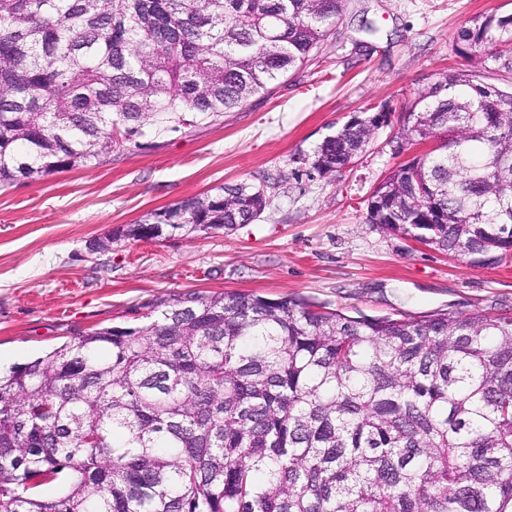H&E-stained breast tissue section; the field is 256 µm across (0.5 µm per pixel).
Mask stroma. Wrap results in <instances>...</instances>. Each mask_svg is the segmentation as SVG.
Segmentation results:
<instances>
[{
    "label": "stroma",
    "mask_w": 512,
    "mask_h": 512,
    "mask_svg": "<svg viewBox=\"0 0 512 512\" xmlns=\"http://www.w3.org/2000/svg\"><path fill=\"white\" fill-rule=\"evenodd\" d=\"M512 0H345L322 48L223 118L0 187V365L27 362L98 326L125 325L189 292L292 296L350 315L438 310L512 316V264L474 267L368 223L367 199L416 148L380 128L350 169L302 161L353 115L402 104L451 70L512 87L460 50L458 30ZM263 187L261 216L229 232L89 244L216 187Z\"/></svg>",
    "instance_id": "1"
}]
</instances>
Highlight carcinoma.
Listing matches in <instances>:
<instances>
[{
	"instance_id": "obj_1",
	"label": "carcinoma",
	"mask_w": 512,
	"mask_h": 512,
	"mask_svg": "<svg viewBox=\"0 0 512 512\" xmlns=\"http://www.w3.org/2000/svg\"><path fill=\"white\" fill-rule=\"evenodd\" d=\"M343 0H0V185L243 107L319 52ZM457 41L512 72V14ZM425 150L367 221L472 266L512 261V90L455 70L401 107ZM378 130L303 161L350 166ZM245 182L94 241L256 220ZM60 479L61 495L39 488ZM0 512H512V317L350 316L246 292L163 299L0 372Z\"/></svg>"
}]
</instances>
